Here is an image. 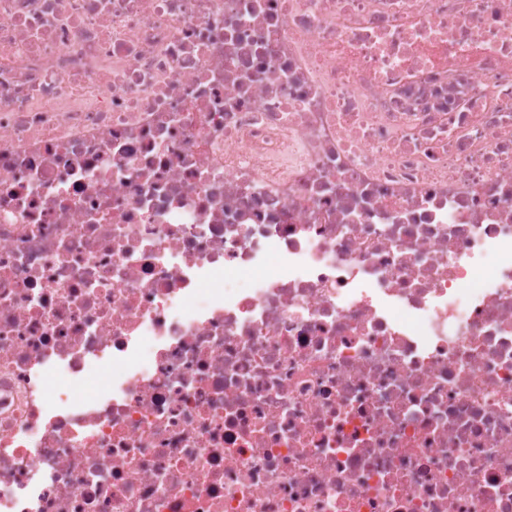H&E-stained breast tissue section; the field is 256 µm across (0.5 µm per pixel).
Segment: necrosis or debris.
<instances>
[{"label": "necrosis or debris", "instance_id": "necrosis-or-debris-1", "mask_svg": "<svg viewBox=\"0 0 512 512\" xmlns=\"http://www.w3.org/2000/svg\"><path fill=\"white\" fill-rule=\"evenodd\" d=\"M0 512H512V0H0Z\"/></svg>", "mask_w": 512, "mask_h": 512}]
</instances>
